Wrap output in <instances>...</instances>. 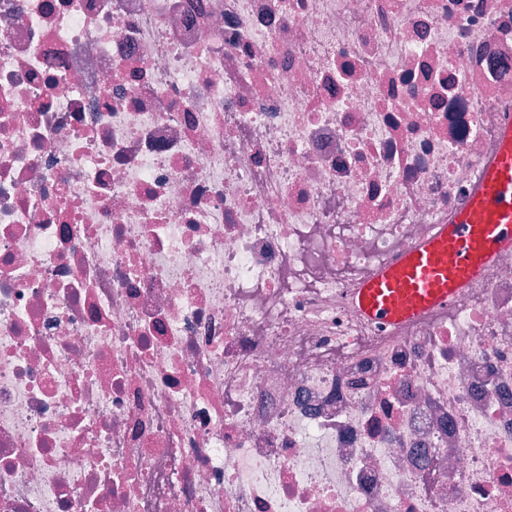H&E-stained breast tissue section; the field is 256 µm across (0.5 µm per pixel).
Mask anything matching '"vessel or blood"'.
Instances as JSON below:
<instances>
[{
	"instance_id": "vessel-or-blood-1",
	"label": "vessel or blood",
	"mask_w": 512,
	"mask_h": 512,
	"mask_svg": "<svg viewBox=\"0 0 512 512\" xmlns=\"http://www.w3.org/2000/svg\"><path fill=\"white\" fill-rule=\"evenodd\" d=\"M506 250H512V119L503 124L498 152L467 205L365 280L354 301L366 320L398 327L448 305Z\"/></svg>"
}]
</instances>
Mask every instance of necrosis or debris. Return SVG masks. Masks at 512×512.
Here are the masks:
<instances>
[{"mask_svg": "<svg viewBox=\"0 0 512 512\" xmlns=\"http://www.w3.org/2000/svg\"><path fill=\"white\" fill-rule=\"evenodd\" d=\"M511 107L512 0H0V512H512V251L352 301Z\"/></svg>", "mask_w": 512, "mask_h": 512, "instance_id": "4bbe7bcc", "label": "necrosis or debris"}]
</instances>
